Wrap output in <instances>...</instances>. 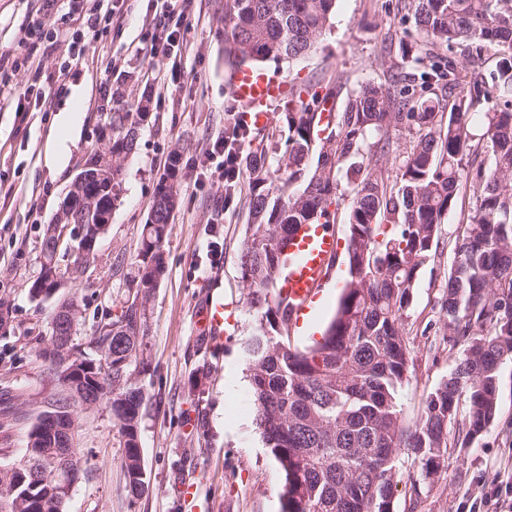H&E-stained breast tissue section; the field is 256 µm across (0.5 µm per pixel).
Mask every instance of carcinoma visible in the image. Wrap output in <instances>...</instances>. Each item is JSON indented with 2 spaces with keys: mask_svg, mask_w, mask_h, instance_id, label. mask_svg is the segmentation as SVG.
I'll list each match as a JSON object with an SVG mask.
<instances>
[{
  "mask_svg": "<svg viewBox=\"0 0 512 512\" xmlns=\"http://www.w3.org/2000/svg\"><path fill=\"white\" fill-rule=\"evenodd\" d=\"M334 7L335 0H224L227 74L307 57ZM397 8L422 35L398 39L402 64L384 67L341 102L333 82L293 86L260 131L231 106L224 126V150L236 154L224 169V207L245 199L241 280L247 304L260 313L245 345L249 384L257 424L284 473L280 512H394L401 455L432 479L445 468L448 427L462 448L479 442L497 418L501 368L512 359V0H398ZM454 48L460 64L447 55ZM487 48L497 58L490 88L480 71ZM122 98L112 91L116 105L98 113L112 126V186L99 190L110 207L150 118V97L129 109ZM477 108L485 109L479 134ZM180 173L174 150L157 186L165 195L152 202L141 231L136 290L119 315L98 324L89 351L71 345L100 363L86 385L112 400L133 499L147 491L139 465L144 395L134 364L146 304L165 269L162 242L180 203ZM462 187L471 207L440 301L444 340L460 350L448 378L426 396L419 423L407 428L401 397L413 351L404 316ZM345 200L342 293L320 338L301 349L278 331L290 323L288 299L275 296L279 274L300 229L335 223ZM14 486L0 472V501L22 496Z\"/></svg>",
  "mask_w": 512,
  "mask_h": 512,
  "instance_id": "1",
  "label": "carcinoma"
}]
</instances>
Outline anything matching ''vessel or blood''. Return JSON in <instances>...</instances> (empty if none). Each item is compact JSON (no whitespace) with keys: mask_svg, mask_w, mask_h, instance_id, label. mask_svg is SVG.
Listing matches in <instances>:
<instances>
[{"mask_svg":"<svg viewBox=\"0 0 512 512\" xmlns=\"http://www.w3.org/2000/svg\"><path fill=\"white\" fill-rule=\"evenodd\" d=\"M231 89L245 112L248 122L263 126L269 119L272 102L282 98L286 84L278 77L249 69L234 73ZM337 248L336 234L324 225L301 229L292 241L288 263L281 273L279 288L291 302V315L300 320L310 314L327 277L326 268ZM201 326L213 347L224 343V305L220 302L206 304Z\"/></svg>","mask_w":512,"mask_h":512,"instance_id":"b4317fda","label":"vessel or blood"}]
</instances>
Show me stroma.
Segmentation results:
<instances>
[{
    "mask_svg": "<svg viewBox=\"0 0 512 512\" xmlns=\"http://www.w3.org/2000/svg\"><path fill=\"white\" fill-rule=\"evenodd\" d=\"M152 0H112L114 22L86 39L82 64L69 46L88 13L89 0H0V76L11 87L0 95V297L14 309L10 332L0 337V387L18 395L24 415L9 431L8 460L23 455L28 432L55 391L36 356L49 339L52 301L37 302L28 289L39 272L38 256L46 224L85 163L95 141L96 116L112 99L120 80L129 83V102L152 97V114L137 151L124 162L123 192L112 211L108 233L77 282L63 293L77 301L81 317L75 341L86 344L96 325L119 313L134 284L132 262L155 188L172 150H180L182 203L163 243L165 272L147 305L148 334L137 366L145 394L140 429L149 488L139 499L125 490L120 426L108 402L77 413V451L83 474L67 512H187L183 489L196 487V512H280L282 472L266 447L249 388L229 398V373L247 378L244 342L257 314L246 302L240 255L247 214L224 206V184L202 177L204 151L224 133L231 97L224 68V0H194L177 25L175 60L149 56L154 29ZM39 28L56 35L54 47L32 50L27 37ZM405 28L397 0H336L331 26L307 58L280 67L281 79L342 81L347 87L377 80L381 65L397 58L396 36ZM40 71L18 64L30 54ZM178 84H169L170 75ZM37 84L43 102L23 97ZM459 207L441 226L433 266L419 274L404 318L413 351L410 383L403 392L402 421L415 425L422 401L451 371L458 355L443 340L439 300L443 272L451 264L458 223L469 207L460 191ZM222 250L211 266L212 246ZM212 298L224 301V345L212 350L199 318ZM512 464V361L501 370L499 410L489 432L469 448L448 450L447 469L420 479V466L403 458L394 493V512H487L498 473Z\"/></svg>",
    "mask_w": 512,
    "mask_h": 512,
    "instance_id": "35a3bbf8",
    "label": "stroma"
}]
</instances>
